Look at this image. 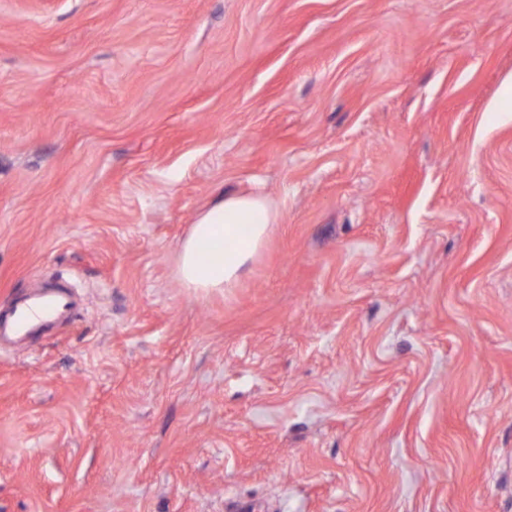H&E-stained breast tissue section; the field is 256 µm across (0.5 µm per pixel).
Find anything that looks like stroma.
<instances>
[{"instance_id": "obj_1", "label": "stroma", "mask_w": 512, "mask_h": 512, "mask_svg": "<svg viewBox=\"0 0 512 512\" xmlns=\"http://www.w3.org/2000/svg\"><path fill=\"white\" fill-rule=\"evenodd\" d=\"M54 274L0 512H512V0H0V306ZM279 222V211L265 195L224 196L199 216L182 243L179 275L183 286L195 291L234 287L265 244L272 224ZM241 224H250L245 236L240 233ZM208 244L219 251L218 259L202 258V248Z\"/></svg>"}]
</instances>
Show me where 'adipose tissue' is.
<instances>
[{"instance_id":"ef3b65f1","label":"adipose tissue","mask_w":512,"mask_h":512,"mask_svg":"<svg viewBox=\"0 0 512 512\" xmlns=\"http://www.w3.org/2000/svg\"><path fill=\"white\" fill-rule=\"evenodd\" d=\"M279 221V211L265 195L224 196L199 216L182 243L183 286L196 291L234 287Z\"/></svg>"}]
</instances>
